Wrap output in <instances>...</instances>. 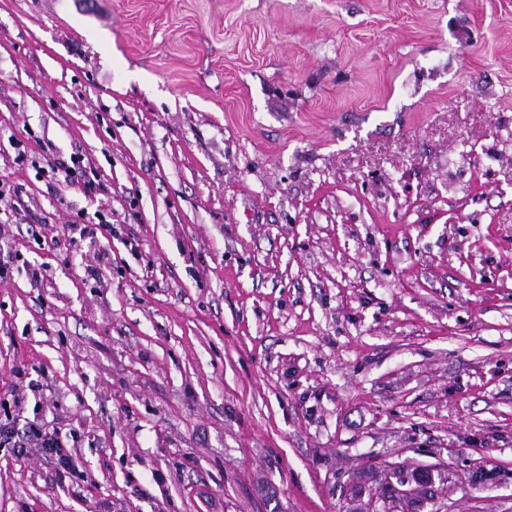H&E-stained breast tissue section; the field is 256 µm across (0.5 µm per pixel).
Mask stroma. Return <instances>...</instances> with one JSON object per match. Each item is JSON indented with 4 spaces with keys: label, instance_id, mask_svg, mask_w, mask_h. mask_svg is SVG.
<instances>
[{
    "label": "stroma",
    "instance_id": "obj_1",
    "mask_svg": "<svg viewBox=\"0 0 512 512\" xmlns=\"http://www.w3.org/2000/svg\"><path fill=\"white\" fill-rule=\"evenodd\" d=\"M0 180V512H512V0H0ZM25 438L19 439V442L15 440L13 447L20 448L22 453L29 441H35L34 447L49 458H54L57 461V465L63 470H69L73 467L74 457L68 448L59 440L58 433L54 429L50 431H41L36 428H31L27 434H24ZM28 438V439H27ZM426 484L432 487L433 477L431 475L428 476ZM429 486L418 485L415 483L407 470L397 469L394 471L391 469L386 473L384 483L380 487L378 494L374 496L373 501H376L378 498L377 505L385 503L386 507H388L390 502H393V505L397 503L399 507H402L403 512H419V510L416 509V503L420 499L429 500L433 502V504H437L433 498H430L429 492L426 496H423ZM383 488H386L388 491L386 495H383L380 492ZM390 496L392 498H389ZM393 508L394 507L384 508L382 511H396V509Z\"/></svg>",
    "mask_w": 512,
    "mask_h": 512
}]
</instances>
